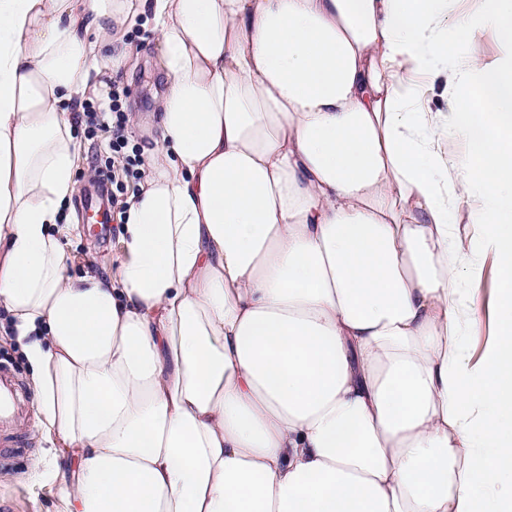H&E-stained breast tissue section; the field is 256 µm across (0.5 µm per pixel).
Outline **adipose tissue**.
<instances>
[{
  "mask_svg": "<svg viewBox=\"0 0 512 512\" xmlns=\"http://www.w3.org/2000/svg\"><path fill=\"white\" fill-rule=\"evenodd\" d=\"M477 2L0 0V307L64 512H512V0ZM146 13L159 137L118 266L70 277V110ZM454 228L457 235L465 242L473 241L477 239L480 231L477 224H472L469 209L466 204H461L454 213ZM480 240H475L474 243H478ZM477 258L483 269V280L478 288H470L466 283L462 284L468 304L477 317V323L470 332L467 339V346L470 348L474 358H477L490 334V324L487 318V311L496 296V281L494 277V258L489 250L481 249Z\"/></svg>",
  "mask_w": 512,
  "mask_h": 512,
  "instance_id": "ef3b65f1",
  "label": "adipose tissue"
}]
</instances>
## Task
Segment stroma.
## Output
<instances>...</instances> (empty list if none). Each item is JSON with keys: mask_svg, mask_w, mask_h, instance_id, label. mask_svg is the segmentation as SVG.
Here are the masks:
<instances>
[{"mask_svg": "<svg viewBox=\"0 0 512 512\" xmlns=\"http://www.w3.org/2000/svg\"><path fill=\"white\" fill-rule=\"evenodd\" d=\"M125 50L130 62L125 70L113 72L110 63H103L99 72L91 77L96 89H104L114 83L120 102L126 113L136 116L137 121L128 125V138L138 149L153 144L155 136V112L157 98L168 84V77L160 67V46L152 23L138 17L124 37ZM77 140L81 163L76 178L78 192L67 210L75 216L78 228L70 235L72 261L67 273L81 275L86 266H94L103 272L115 269L121 256L119 237L120 224L107 227L85 221L82 204L90 193V181L95 178V150L85 134L86 122L82 112H75ZM477 258L483 269V280L479 287L466 288L468 304L477 317L467 345L473 355H480L490 334L487 311L496 296L494 258L489 250H480ZM0 364L14 370L24 387L32 385V368L26 360L17 339L13 321L5 308L0 307ZM20 433L27 446L14 462L0 465V501L12 503L14 512H59L61 504L57 488L50 481L36 476L31 471L34 459L43 455L47 443L44 438L35 398H27L22 406Z\"/></svg>", "mask_w": 512, "mask_h": 512, "instance_id": "stroma-1", "label": "stroma"}]
</instances>
